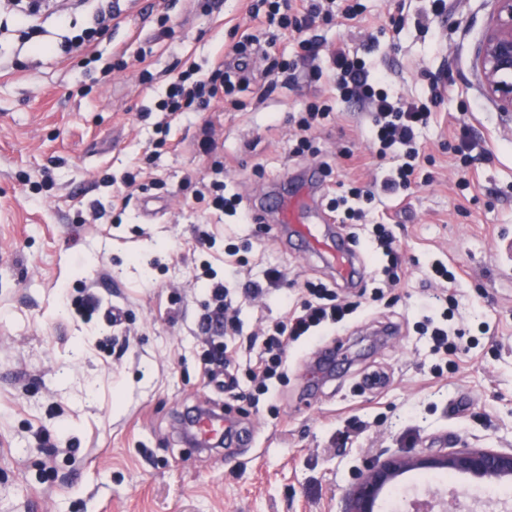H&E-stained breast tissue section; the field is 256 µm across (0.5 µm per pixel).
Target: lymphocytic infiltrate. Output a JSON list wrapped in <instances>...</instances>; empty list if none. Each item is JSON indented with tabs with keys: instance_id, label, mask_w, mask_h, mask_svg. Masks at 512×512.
<instances>
[{
	"instance_id": "lymphocytic-infiltrate-1",
	"label": "lymphocytic infiltrate",
	"mask_w": 512,
	"mask_h": 512,
	"mask_svg": "<svg viewBox=\"0 0 512 512\" xmlns=\"http://www.w3.org/2000/svg\"><path fill=\"white\" fill-rule=\"evenodd\" d=\"M268 21L279 22L282 28L294 33L308 57H315L318 45L309 35L321 21L330 22L336 16L324 0H266ZM118 17L112 9H98L92 26L80 29L68 38L63 55L82 54L87 63L98 62L96 46L101 33L111 27ZM336 89L341 98L360 103L372 117L370 138L375 156L383 160L393 158L394 166L380 185L353 186L345 195L331 201V209L340 223L360 220L361 201L374 198L376 192L397 194L410 189L416 179L420 158L417 131L426 126L432 116L430 106L390 96L381 86V77L371 75L364 60L351 56L344 48H337L334 60ZM234 91L231 74L224 60H216L208 73L197 67L179 72L170 81L166 96L157 103L158 111L175 116L191 110L207 111L213 102L228 99ZM309 297L301 304L300 312L276 326L273 334L262 338L259 353L249 378L259 393H266L270 380L279 377L286 365L289 342L313 335L316 328L338 324L354 313L358 305L340 302L336 292L326 284H308ZM211 304L203 318L210 336L202 353V362L210 377L223 375L228 364L224 356V338L238 330L236 312L227 300L223 281H213L209 288Z\"/></svg>"
}]
</instances>
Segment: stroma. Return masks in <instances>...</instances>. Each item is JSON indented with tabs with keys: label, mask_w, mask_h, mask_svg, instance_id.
Masks as SVG:
<instances>
[{
	"label": "stroma",
	"mask_w": 512,
	"mask_h": 512,
	"mask_svg": "<svg viewBox=\"0 0 512 512\" xmlns=\"http://www.w3.org/2000/svg\"><path fill=\"white\" fill-rule=\"evenodd\" d=\"M353 21L318 24L315 60L296 40L258 31L253 70L238 107L215 105L163 123L156 102L174 67L209 68L231 55L251 0H119L121 22L101 39L104 59L126 66L103 76L81 55L51 44L93 22L94 0L76 12L43 13L39 47L21 45L13 14L0 10V512H342L356 474L376 451L427 454L467 443L512 448V112L486 94L474 56L491 0H359ZM168 12L172 33L155 42ZM344 47L385 76L391 95L430 101V77L449 82L420 129L418 184L406 199L378 195L356 238L361 290L337 287L358 309L288 349V371L258 402L205 374L202 318L210 274L230 290L242 328L227 339L246 371V338L299 309L305 282L335 285L315 256L284 249L265 193L317 172L314 207L330 217L343 185L383 177L370 165L371 119L342 102L330 71ZM151 56H143V49ZM298 62L288 83L267 90L264 53ZM311 103L329 114L294 152V119ZM476 147H455L461 125ZM227 193L243 197L249 222L198 196L225 159ZM391 225L401 243L402 285L383 288L386 259L367 227ZM441 262L456 279L430 283ZM285 274L263 298L245 295L268 268ZM446 292V307L428 304ZM100 307L79 314L86 295ZM453 310L452 319L441 317ZM447 323V351L423 335ZM345 355L330 381L309 390L318 353ZM235 416L247 439L196 448L179 423L193 408ZM60 444L53 468L34 432ZM409 472L382 495L383 512H407L440 486Z\"/></svg>",
	"instance_id": "1"
}]
</instances>
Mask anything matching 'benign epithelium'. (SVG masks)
Instances as JSON below:
<instances>
[{"label":"benign epithelium","instance_id":"benign-epithelium-1","mask_svg":"<svg viewBox=\"0 0 512 512\" xmlns=\"http://www.w3.org/2000/svg\"><path fill=\"white\" fill-rule=\"evenodd\" d=\"M494 8L477 49L475 65L487 95L502 112H512V0H493ZM410 471L466 473L488 485L512 482V450L461 448L435 455L380 450L350 484L343 512H378L381 495ZM459 494L442 498L437 508L427 500L412 503V512H460Z\"/></svg>","mask_w":512,"mask_h":512}]
</instances>
